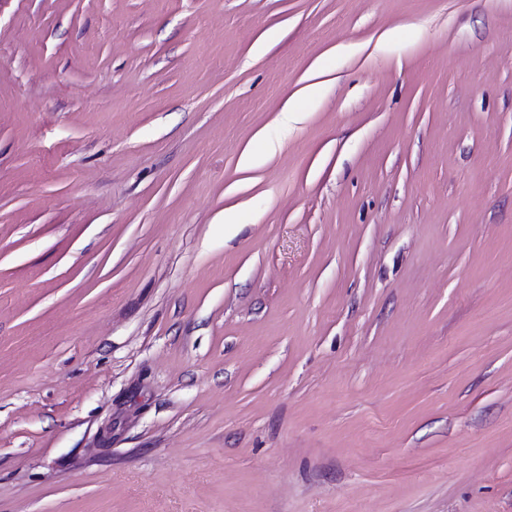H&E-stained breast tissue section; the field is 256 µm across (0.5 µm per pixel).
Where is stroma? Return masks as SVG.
I'll use <instances>...</instances> for the list:
<instances>
[{
  "mask_svg": "<svg viewBox=\"0 0 512 512\" xmlns=\"http://www.w3.org/2000/svg\"><path fill=\"white\" fill-rule=\"evenodd\" d=\"M0 512H512V0H0Z\"/></svg>",
  "mask_w": 512,
  "mask_h": 512,
  "instance_id": "35a3bbf8",
  "label": "stroma"
}]
</instances>
